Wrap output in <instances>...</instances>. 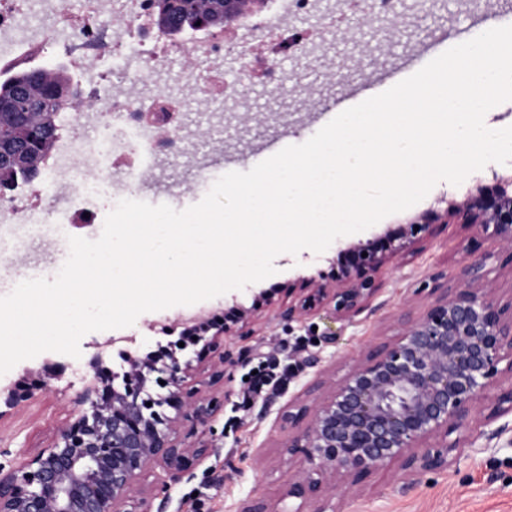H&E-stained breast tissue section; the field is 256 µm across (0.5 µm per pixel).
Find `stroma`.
Returning <instances> with one entry per match:
<instances>
[{
	"label": "stroma",
	"instance_id": "obj_1",
	"mask_svg": "<svg viewBox=\"0 0 512 512\" xmlns=\"http://www.w3.org/2000/svg\"><path fill=\"white\" fill-rule=\"evenodd\" d=\"M500 0H396V13L379 17L364 0H327L325 13L293 20V27L316 41L309 53L296 52L281 58L278 66L288 77L286 89L272 90L261 72L243 77L236 57L224 61V83L228 86L248 80L245 96L223 108V124H216L211 113L186 102L185 113L193 142L191 151L202 154L217 149L238 156L239 171L258 164V145L287 135L289 144L298 145L312 137L316 129L299 123L311 107L304 89L316 90L324 104L343 96L348 87L370 70H381L414 47L434 40L447 31L448 46L473 38V13L493 15L500 25H512V15L500 12ZM498 163L473 172L458 186L442 181L413 207L387 216L376 225L351 237H340V244L364 241L387 228L405 224L426 211H445L449 204L466 200L477 186L492 184L493 174L502 172ZM491 253L489 275L483 284L495 297L512 299V255L496 250L472 227L463 224H434L430 234L418 241L412 251L393 260L379 274V293L370 309L354 322L334 320L325 304L313 307L300 322H287L282 309L296 303L294 289L304 287L307 278L330 268L335 248L317 254L309 250L276 257V274L250 284L235 294L174 306L165 311L140 315L134 325L123 328L126 336L136 337L142 348L160 340L156 324L163 317L197 316L201 321L223 323L232 303L252 308L255 294L273 288V305L255 310L244 336H218L208 347H196L194 372L185 384L183 404L177 412V436L186 445L206 441L211 451L201 459L190 460L180 482L171 486L166 512H237L244 501L263 497L268 503L287 506L288 484L305 470L302 454L286 449L291 425L282 410L293 397L311 403L307 388L315 380L340 382L357 360L378 347L393 342L401 318L423 314L439 289L450 287L465 251ZM333 330L336 342L320 341L323 331ZM105 331L91 332L80 341V358L60 357L44 352L19 362L0 376V386H26L45 379L44 363L64 360L65 372L48 381L47 388L21 402L0 420V465L17 466L24 458L52 445L60 430L73 420L78 406L76 396L92 379L89 366L98 343L108 339ZM319 352V368L305 364L309 353ZM231 354L238 364L229 378L219 379L223 354ZM268 372L272 380L261 391H253L249 378L253 371ZM201 401L213 408L207 425L193 418V404ZM396 467L379 470L357 482L337 499L338 512H512V451L473 455L463 453L448 470L428 474L416 488L399 489Z\"/></svg>",
	"mask_w": 512,
	"mask_h": 512
}]
</instances>
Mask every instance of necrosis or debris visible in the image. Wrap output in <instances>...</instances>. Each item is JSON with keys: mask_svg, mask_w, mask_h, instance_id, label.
<instances>
[{"mask_svg": "<svg viewBox=\"0 0 512 512\" xmlns=\"http://www.w3.org/2000/svg\"><path fill=\"white\" fill-rule=\"evenodd\" d=\"M28 5L29 0H0V80L60 59L81 90L59 112L36 177L17 181L14 199L0 200L1 275L12 273V256L28 238H52L68 225L95 223L101 201L138 199L153 171L183 151L184 102L164 81L172 51L208 63V82L191 73L185 77L198 102L227 98L224 57L247 44H268L269 53L245 62L244 74L261 71L268 85L281 89L287 80L275 59L303 42L288 20L320 8L319 0H272L271 9L244 12L230 47L210 27L192 30L184 43L164 35L156 22V0H83L77 15L63 0H40L41 10L56 18V28L23 30L16 19ZM116 53L142 73L138 94L113 91V74L96 67V60Z\"/></svg>", "mask_w": 512, "mask_h": 512, "instance_id": "necrosis-or-debris-1", "label": "necrosis or debris"}]
</instances>
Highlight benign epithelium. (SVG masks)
Listing matches in <instances>:
<instances>
[{"label": "benign epithelium", "mask_w": 512, "mask_h": 512, "mask_svg": "<svg viewBox=\"0 0 512 512\" xmlns=\"http://www.w3.org/2000/svg\"><path fill=\"white\" fill-rule=\"evenodd\" d=\"M467 224L486 239L512 247V194L496 182L463 206L401 224L383 236L338 247L331 273L310 279L317 297L333 306L335 318L365 312L379 291L378 274L423 239L432 222ZM488 255L466 252L455 284L441 292L416 320L402 323L395 341L359 361L343 381L320 392L313 408L288 403L284 419L293 425L286 448L301 449L308 468L289 484L288 497L312 505L310 512H337L332 499L356 482L395 464L400 490L448 468V457L467 448L494 450L490 443L512 432V299L502 302L481 287ZM309 299L281 312L289 321L305 319ZM213 325L183 338L184 346L159 347L141 356L121 352L115 370L103 356L90 362L94 379L79 393L81 406L48 448L8 470L0 465V512H128L126 505L145 465L158 459L169 479L187 469L188 454L209 447L178 445L175 421L165 413L193 371L177 353L206 340ZM508 382L494 406L482 400L493 386ZM32 392L7 390L0 420ZM455 431L465 437L454 440ZM485 444L477 445L479 440Z\"/></svg>", "instance_id": "7a95c632"}]
</instances>
